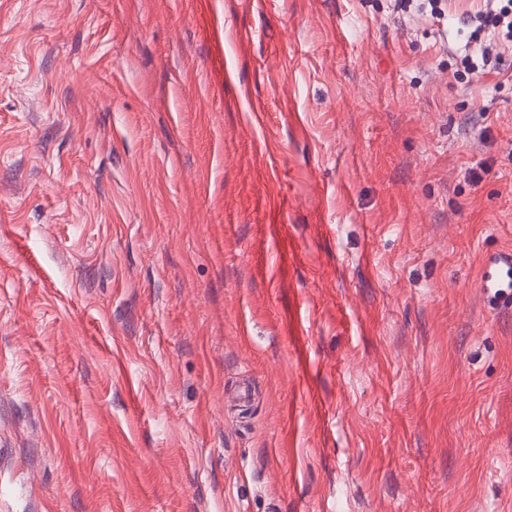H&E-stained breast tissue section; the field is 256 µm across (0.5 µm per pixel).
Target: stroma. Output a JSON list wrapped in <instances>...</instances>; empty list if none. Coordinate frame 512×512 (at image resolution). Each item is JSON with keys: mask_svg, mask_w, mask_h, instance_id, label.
<instances>
[{"mask_svg": "<svg viewBox=\"0 0 512 512\" xmlns=\"http://www.w3.org/2000/svg\"><path fill=\"white\" fill-rule=\"evenodd\" d=\"M483 7L0 0V512H512Z\"/></svg>", "mask_w": 512, "mask_h": 512, "instance_id": "1", "label": "stroma"}]
</instances>
